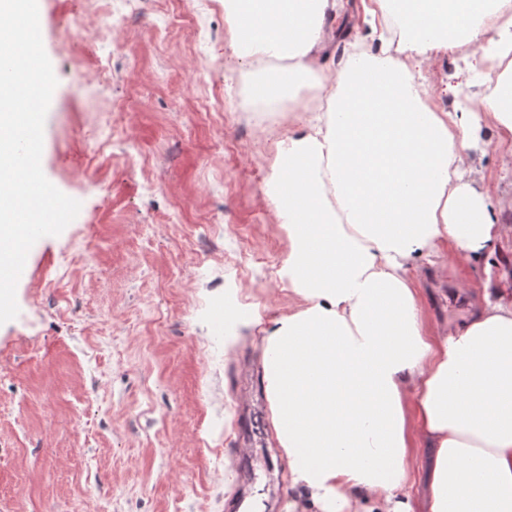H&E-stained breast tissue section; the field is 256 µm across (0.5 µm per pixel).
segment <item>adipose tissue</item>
<instances>
[{
	"label": "adipose tissue",
	"mask_w": 512,
	"mask_h": 512,
	"mask_svg": "<svg viewBox=\"0 0 512 512\" xmlns=\"http://www.w3.org/2000/svg\"><path fill=\"white\" fill-rule=\"evenodd\" d=\"M362 0L381 31L337 73L318 65L344 0H225L239 59L287 64L256 105L318 103L275 144L279 276L299 306L264 331L263 380L292 485L318 512H413L409 450H433L426 512H512V301L487 294L447 335L425 328L414 269L492 252L502 221L466 158L472 113L429 108L413 70L470 47L483 107L512 150V0Z\"/></svg>",
	"instance_id": "adipose-tissue-1"
}]
</instances>
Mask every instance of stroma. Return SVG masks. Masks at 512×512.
Returning a JSON list of instances; mask_svg holds the SVG:
<instances>
[{"mask_svg": "<svg viewBox=\"0 0 512 512\" xmlns=\"http://www.w3.org/2000/svg\"><path fill=\"white\" fill-rule=\"evenodd\" d=\"M345 4L330 69L368 31L362 0ZM40 20L58 80L41 166L81 209L31 248L0 325V512H287L288 459L251 403L263 330L298 303L267 198L297 116L246 118L224 0H137L130 22L110 0H43ZM453 69L424 65L431 108L482 115L480 84L444 94ZM475 137V177L507 225L494 253L416 272L437 336L512 278V153L483 115ZM253 302L260 324L225 349V307Z\"/></svg>", "mask_w": 512, "mask_h": 512, "instance_id": "obj_1", "label": "stroma"}]
</instances>
